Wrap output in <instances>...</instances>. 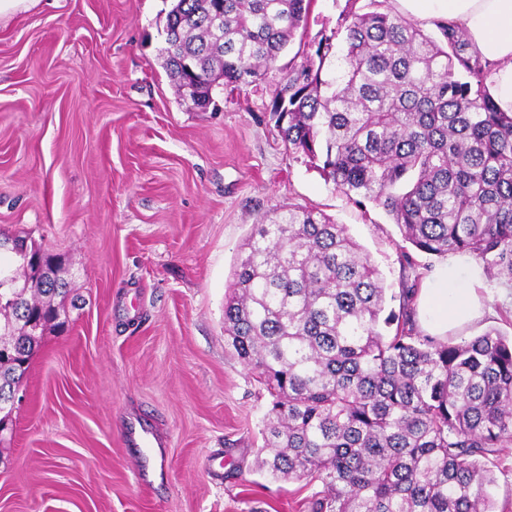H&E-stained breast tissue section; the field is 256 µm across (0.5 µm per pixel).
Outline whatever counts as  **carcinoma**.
<instances>
[{
	"mask_svg": "<svg viewBox=\"0 0 512 512\" xmlns=\"http://www.w3.org/2000/svg\"><path fill=\"white\" fill-rule=\"evenodd\" d=\"M313 0H174L165 67L251 84L276 69ZM347 0L336 27L299 40L270 114L289 148L356 205L391 216L418 252L482 259L512 278V112L464 30L437 35ZM0 260V425L70 294L30 235ZM415 288L386 310L383 277L347 227L290 205L241 245L224 337L272 398L258 467L318 482L310 512H496L491 465L512 443V340H438L414 321Z\"/></svg>",
	"mask_w": 512,
	"mask_h": 512,
	"instance_id": "carcinoma-1",
	"label": "carcinoma"
}]
</instances>
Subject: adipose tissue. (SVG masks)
Returning <instances> with one entry per match:
<instances>
[{"label":"adipose tissue","mask_w":512,"mask_h":512,"mask_svg":"<svg viewBox=\"0 0 512 512\" xmlns=\"http://www.w3.org/2000/svg\"><path fill=\"white\" fill-rule=\"evenodd\" d=\"M409 10L462 28L491 62L487 83L499 108L512 112V0H406ZM482 268L469 257L450 256L434 273L419 302V320L429 335L447 337L483 316Z\"/></svg>","instance_id":"obj_1"}]
</instances>
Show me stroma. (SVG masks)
Wrapping results in <instances>:
<instances>
[{
  "instance_id": "stroma-1",
  "label": "stroma",
  "mask_w": 512,
  "mask_h": 512,
  "mask_svg": "<svg viewBox=\"0 0 512 512\" xmlns=\"http://www.w3.org/2000/svg\"><path fill=\"white\" fill-rule=\"evenodd\" d=\"M172 0H26L0 17V230L61 258L71 306L0 437V512H308L313 486L253 463L271 399L224 340L240 246L286 205L346 225L398 308L443 258L358 207L269 116L277 80L202 110L159 54ZM462 329L512 338V280ZM165 443L138 481L129 417Z\"/></svg>"
}]
</instances>
